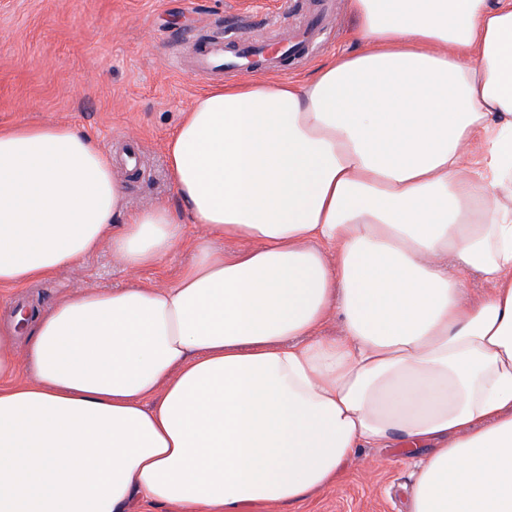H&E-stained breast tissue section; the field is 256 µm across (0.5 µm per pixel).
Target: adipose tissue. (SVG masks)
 Wrapping results in <instances>:
<instances>
[{
	"label": "adipose tissue",
	"instance_id": "1",
	"mask_svg": "<svg viewBox=\"0 0 512 512\" xmlns=\"http://www.w3.org/2000/svg\"><path fill=\"white\" fill-rule=\"evenodd\" d=\"M348 9L362 51L184 113L182 213L131 212L72 127L0 126V286L107 241L157 265L188 222L243 245L42 309L23 360L0 331V512L293 504L388 443L408 512H512V0Z\"/></svg>",
	"mask_w": 512,
	"mask_h": 512
}]
</instances>
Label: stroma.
Returning a JSON list of instances; mask_svg holds the SVG:
<instances>
[{"label": "stroma", "mask_w": 512, "mask_h": 512, "mask_svg": "<svg viewBox=\"0 0 512 512\" xmlns=\"http://www.w3.org/2000/svg\"><path fill=\"white\" fill-rule=\"evenodd\" d=\"M0 0V125L57 123L92 136L106 153L125 143L140 149L135 168L114 166L132 209L156 203L178 208L166 169L165 145L184 112L215 77L195 68L196 47L238 32L276 43L285 28L318 33L304 55L283 63L280 79H307L338 52L355 53L356 21L347 0ZM202 232L186 227V241L158 266L140 271L158 287L175 283L194 256ZM128 272L111 244L72 269L22 288H0V329L12 327L19 307L38 310L93 289L119 288ZM404 449H360L336 484L305 501L244 512H406L412 470Z\"/></svg>", "instance_id": "35a3bbf8"}]
</instances>
